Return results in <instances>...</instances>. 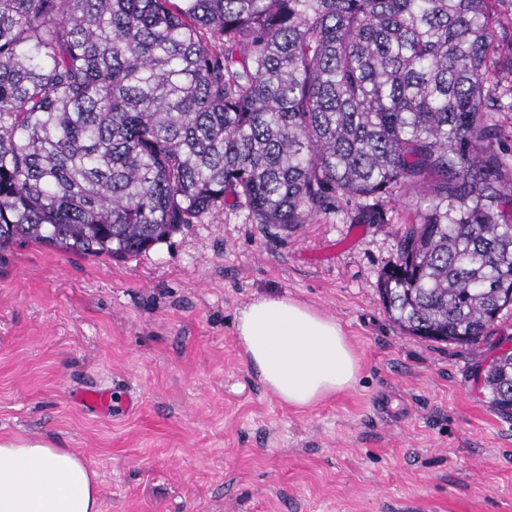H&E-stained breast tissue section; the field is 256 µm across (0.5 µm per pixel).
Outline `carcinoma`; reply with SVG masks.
Wrapping results in <instances>:
<instances>
[{
	"label": "carcinoma",
	"mask_w": 512,
	"mask_h": 512,
	"mask_svg": "<svg viewBox=\"0 0 512 512\" xmlns=\"http://www.w3.org/2000/svg\"><path fill=\"white\" fill-rule=\"evenodd\" d=\"M512 0H0V251L128 261L224 205L291 232L406 189L393 321L496 350L512 417Z\"/></svg>",
	"instance_id": "obj_1"
}]
</instances>
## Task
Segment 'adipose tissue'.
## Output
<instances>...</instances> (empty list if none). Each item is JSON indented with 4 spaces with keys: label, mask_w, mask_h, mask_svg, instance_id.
Returning a JSON list of instances; mask_svg holds the SVG:
<instances>
[{
    "label": "adipose tissue",
    "mask_w": 512,
    "mask_h": 512,
    "mask_svg": "<svg viewBox=\"0 0 512 512\" xmlns=\"http://www.w3.org/2000/svg\"><path fill=\"white\" fill-rule=\"evenodd\" d=\"M240 352L264 389L298 410L354 387L359 359L334 317L282 294L235 315ZM0 512H102L96 472L69 448L0 440Z\"/></svg>",
    "instance_id": "1"
}]
</instances>
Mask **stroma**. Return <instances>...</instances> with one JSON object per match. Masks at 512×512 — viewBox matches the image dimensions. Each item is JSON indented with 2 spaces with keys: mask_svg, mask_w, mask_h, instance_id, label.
<instances>
[{
  "mask_svg": "<svg viewBox=\"0 0 512 512\" xmlns=\"http://www.w3.org/2000/svg\"><path fill=\"white\" fill-rule=\"evenodd\" d=\"M422 198L291 233L227 208L124 263L0 253V439L82 454L103 512H512V419L481 387L492 351L404 334L379 299ZM270 292L336 318L353 389L296 410L257 382L234 317ZM105 386L109 414L76 403Z\"/></svg>",
  "mask_w": 512,
  "mask_h": 512,
  "instance_id": "35a3bbf8",
  "label": "stroma"
}]
</instances>
